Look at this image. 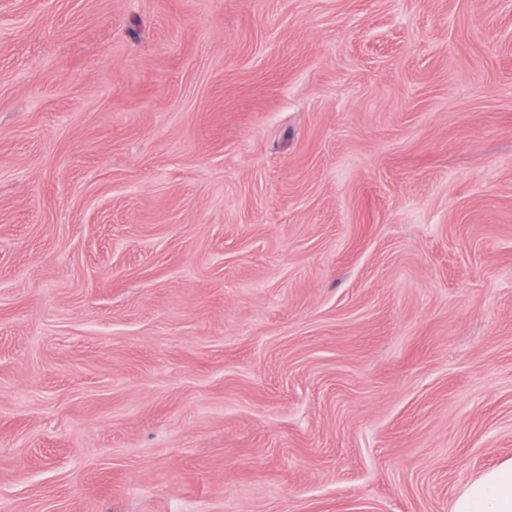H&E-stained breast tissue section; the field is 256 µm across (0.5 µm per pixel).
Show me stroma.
Instances as JSON below:
<instances>
[{
  "label": "stroma",
  "instance_id": "obj_1",
  "mask_svg": "<svg viewBox=\"0 0 512 512\" xmlns=\"http://www.w3.org/2000/svg\"><path fill=\"white\" fill-rule=\"evenodd\" d=\"M507 458L512 0H0V512Z\"/></svg>",
  "mask_w": 512,
  "mask_h": 512
}]
</instances>
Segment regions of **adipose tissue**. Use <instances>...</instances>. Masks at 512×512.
<instances>
[{"instance_id":"ef3b65f1","label":"adipose tissue","mask_w":512,"mask_h":512,"mask_svg":"<svg viewBox=\"0 0 512 512\" xmlns=\"http://www.w3.org/2000/svg\"><path fill=\"white\" fill-rule=\"evenodd\" d=\"M451 512H512V459L484 471L465 486Z\"/></svg>"}]
</instances>
